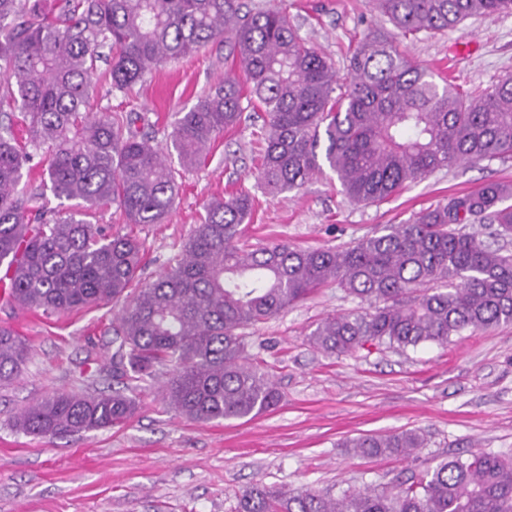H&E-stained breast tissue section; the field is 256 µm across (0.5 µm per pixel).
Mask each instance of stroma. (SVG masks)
Segmentation results:
<instances>
[{
	"label": "stroma",
	"instance_id": "1",
	"mask_svg": "<svg viewBox=\"0 0 512 512\" xmlns=\"http://www.w3.org/2000/svg\"><path fill=\"white\" fill-rule=\"evenodd\" d=\"M247 8L284 9L300 35L346 73L350 46L383 25L370 0H244ZM413 61L479 92L512 75V13L466 21L458 29L402 38ZM241 77L236 59L213 43L154 67L131 94L99 83L94 115L138 112L165 142L183 108L225 76ZM262 121L246 109L197 166L181 171L175 206L161 224H126L112 206L89 219L141 243L135 287L153 282L193 232L204 203L240 188L258 206L242 241L258 248L336 246L408 221L421 209L489 180L512 181V159L436 171L387 201L358 205L322 176L298 192H263L257 179ZM122 308L111 302L70 314H43L0 302V326L30 345L15 380L0 385V512H236L241 490L263 482L288 490L382 488L442 460L479 449L512 448V326L401 350L386 345L336 356L316 349L310 332L325 317L361 310L336 287L249 328L261 365L281 395L252 418L210 423L171 411L160 380L133 383L136 414L124 425L51 441L11 429L22 407L59 390L90 394L112 385L107 327ZM405 429L427 443L408 458L365 456L346 448L365 434Z\"/></svg>",
	"mask_w": 512,
	"mask_h": 512
}]
</instances>
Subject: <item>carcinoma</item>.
<instances>
[{
  "label": "carcinoma",
  "instance_id": "carcinoma-1",
  "mask_svg": "<svg viewBox=\"0 0 512 512\" xmlns=\"http://www.w3.org/2000/svg\"><path fill=\"white\" fill-rule=\"evenodd\" d=\"M372 5L402 36L512 13V0ZM396 35L365 33L348 58L350 80L340 84L335 64L275 6L253 12L241 0H0V112L19 113L23 133L21 141L0 133L6 302L60 314L127 297L142 268L141 245L106 233L87 212L110 204L130 224H161L179 194V173L136 127L145 117H91L102 59L110 88L126 94L150 68L224 44L248 92L233 78L220 81L180 113L169 147L182 167H192L246 107H257L264 112L259 179L273 193L300 190L329 171L349 201L369 205L437 170L511 158L512 76L478 94L439 83L398 49ZM44 147L43 187L30 189L23 172ZM48 191L58 206H49ZM253 209L247 191L204 206L180 258L112 326L113 378L152 379L166 369L167 404L193 422L266 412L280 394L243 330L332 284L368 308L329 316L310 333L329 354L368 344H444L466 330L512 325V253L465 231L486 224L496 237L512 236V182L450 196L350 246L250 249L240 240ZM28 359L26 339L0 327V384L17 378ZM137 407L121 389L58 391L21 409L13 424L54 439L122 425ZM424 445L416 430L346 443L387 456ZM237 512H512V449L454 456L387 488L337 496L254 483Z\"/></svg>",
  "mask_w": 512,
  "mask_h": 512
}]
</instances>
